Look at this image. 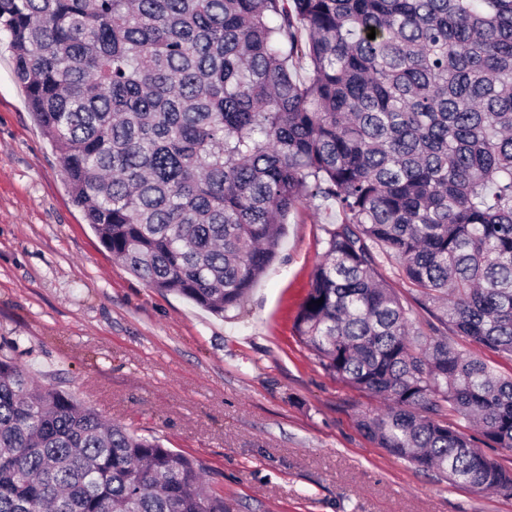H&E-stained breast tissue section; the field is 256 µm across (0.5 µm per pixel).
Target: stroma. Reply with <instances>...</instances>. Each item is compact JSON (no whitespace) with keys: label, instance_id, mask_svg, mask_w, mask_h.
Listing matches in <instances>:
<instances>
[{"label":"stroma","instance_id":"35a3bbf8","mask_svg":"<svg viewBox=\"0 0 512 512\" xmlns=\"http://www.w3.org/2000/svg\"><path fill=\"white\" fill-rule=\"evenodd\" d=\"M335 202L301 204L240 308L210 313L113 259L69 194L0 33V354L204 468L232 512H512L358 427L380 402L294 332Z\"/></svg>","mask_w":512,"mask_h":512}]
</instances>
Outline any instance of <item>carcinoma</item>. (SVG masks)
<instances>
[{
	"instance_id": "1",
	"label": "carcinoma",
	"mask_w": 512,
	"mask_h": 512,
	"mask_svg": "<svg viewBox=\"0 0 512 512\" xmlns=\"http://www.w3.org/2000/svg\"><path fill=\"white\" fill-rule=\"evenodd\" d=\"M1 31L73 202L148 287L222 316L292 210L336 201L299 342L387 403L359 419L379 447L512 497L448 422L512 452V373L455 342L512 361V0H0ZM0 512L230 508L193 460L0 354ZM380 272L385 276L387 281L396 289V291L399 293L402 299L407 301L409 304L413 305V307L416 309V327H418L425 334H429L430 332L427 323L428 321H433V319L430 316L429 311L419 308L418 305L415 303L414 298L418 296L414 289L410 288L407 283L400 280L398 276V265L396 261L382 258Z\"/></svg>"
}]
</instances>
